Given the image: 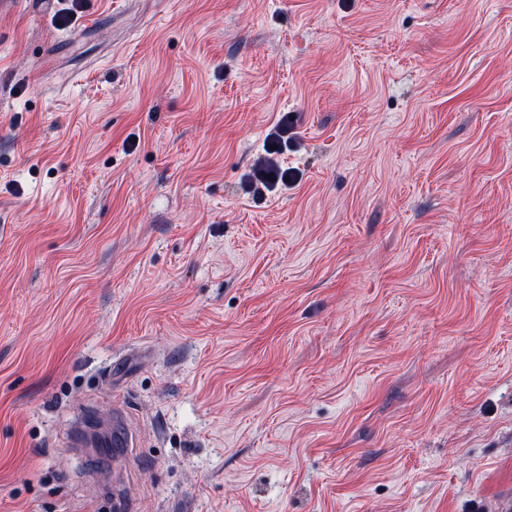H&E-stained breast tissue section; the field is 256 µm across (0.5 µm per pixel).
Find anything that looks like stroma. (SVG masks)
<instances>
[{"mask_svg": "<svg viewBox=\"0 0 512 512\" xmlns=\"http://www.w3.org/2000/svg\"><path fill=\"white\" fill-rule=\"evenodd\" d=\"M119 492L512 512V0L0 12V512ZM101 433L108 437L109 443L114 448H129L133 445L131 435L120 413L114 414L112 421L107 424L105 429L101 430Z\"/></svg>", "mask_w": 512, "mask_h": 512, "instance_id": "stroma-1", "label": "stroma"}]
</instances>
